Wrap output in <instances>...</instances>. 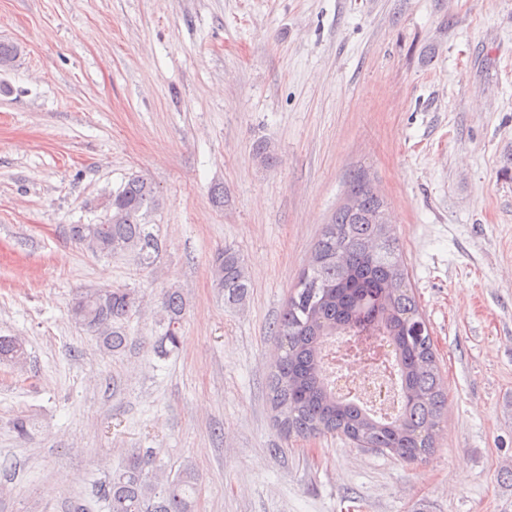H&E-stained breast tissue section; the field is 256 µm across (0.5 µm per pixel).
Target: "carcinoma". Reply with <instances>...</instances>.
Instances as JSON below:
<instances>
[{
	"label": "carcinoma",
	"mask_w": 512,
	"mask_h": 512,
	"mask_svg": "<svg viewBox=\"0 0 512 512\" xmlns=\"http://www.w3.org/2000/svg\"><path fill=\"white\" fill-rule=\"evenodd\" d=\"M162 207L152 182L134 176L105 197L103 223L73 224L68 235L95 256H127L148 268L161 251L149 217ZM386 207L369 178L352 176L345 203L326 224L276 324L283 355L270 376L271 405L276 426L287 438L336 433L359 448L418 462L434 448L445 397L430 333L399 258L397 237L384 217ZM210 272L227 300L244 297L249 281L233 247L214 253ZM141 302L135 288H84L73 295L69 315L96 337L104 353L116 356L131 345L128 323ZM186 306L180 289L162 293L158 323L163 332L152 345L158 358L178 351ZM364 332L386 338L395 357L400 410L390 419L337 395L325 374L326 342ZM0 361L24 366L23 341L0 336ZM199 481L192 461L175 475H164L154 467L152 452L140 449L101 483L98 494L109 512H193Z\"/></svg>",
	"instance_id": "1"
}]
</instances>
